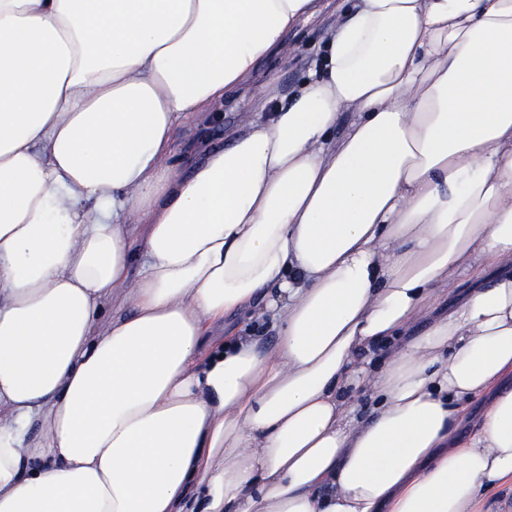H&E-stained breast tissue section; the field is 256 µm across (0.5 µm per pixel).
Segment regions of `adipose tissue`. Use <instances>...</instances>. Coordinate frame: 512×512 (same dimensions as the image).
Returning a JSON list of instances; mask_svg holds the SVG:
<instances>
[{"label": "adipose tissue", "instance_id": "1", "mask_svg": "<svg viewBox=\"0 0 512 512\" xmlns=\"http://www.w3.org/2000/svg\"><path fill=\"white\" fill-rule=\"evenodd\" d=\"M321 10L0 0V512H479L512 489V0H352L320 77L175 160L184 120L275 95L260 61ZM266 315L273 345L208 340ZM258 85H253L239 93L233 101L225 102L222 109L223 118L214 123L204 139H200L194 127L187 123L177 134L176 159L179 170L188 173L196 164L203 161L206 151L215 147H224L229 138L238 131L245 114L257 111Z\"/></svg>", "mask_w": 512, "mask_h": 512}]
</instances>
